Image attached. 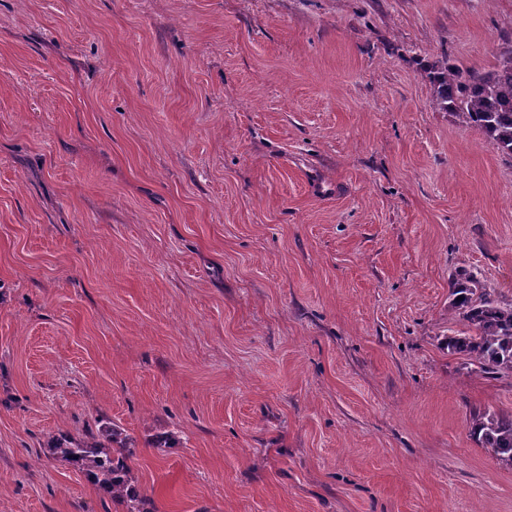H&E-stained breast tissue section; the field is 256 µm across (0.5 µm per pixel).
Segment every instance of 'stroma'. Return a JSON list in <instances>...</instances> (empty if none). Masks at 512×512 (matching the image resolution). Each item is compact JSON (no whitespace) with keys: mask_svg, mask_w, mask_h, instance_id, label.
Listing matches in <instances>:
<instances>
[{"mask_svg":"<svg viewBox=\"0 0 512 512\" xmlns=\"http://www.w3.org/2000/svg\"><path fill=\"white\" fill-rule=\"evenodd\" d=\"M512 0H0V512H512L449 284L512 303V156L432 104ZM171 435V448L154 440ZM97 432L82 439L68 436L55 437L48 445L49 455L61 459L81 470L99 491L112 501L124 505L126 512H151L149 501L138 491V479L128 460L133 457V440L112 427L107 421H99ZM121 443V452H112V443Z\"/></svg>","mask_w":512,"mask_h":512,"instance_id":"1","label":"stroma"}]
</instances>
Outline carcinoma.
Wrapping results in <instances>:
<instances>
[{
  "mask_svg": "<svg viewBox=\"0 0 512 512\" xmlns=\"http://www.w3.org/2000/svg\"><path fill=\"white\" fill-rule=\"evenodd\" d=\"M436 106L476 127L505 153L512 155V44L503 48L492 71H460L434 63L428 71ZM450 311L462 317L468 330L448 337V351L460 354L486 374H512V304L501 302L486 287L480 273L459 271L450 282ZM472 433L499 458L512 464V416L479 412L472 418ZM121 443L112 452L110 444ZM133 440L121 436L107 421L82 439L55 437L49 455L81 470L99 491L126 508L150 512L149 501L138 491V479L128 460Z\"/></svg>",
  "mask_w": 512,
  "mask_h": 512,
  "instance_id": "carcinoma-1",
  "label": "carcinoma"
}]
</instances>
